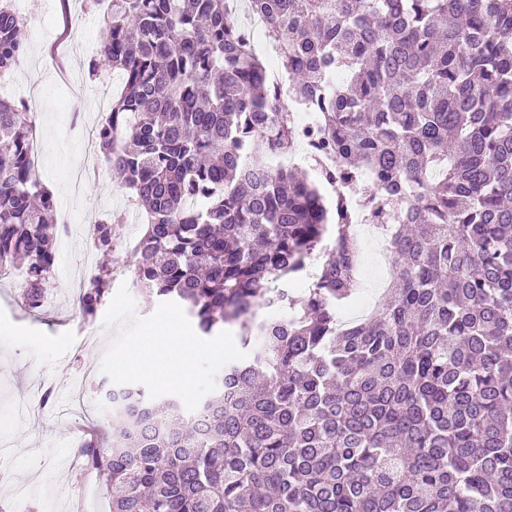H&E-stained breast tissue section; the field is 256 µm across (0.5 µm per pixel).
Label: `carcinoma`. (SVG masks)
I'll list each match as a JSON object with an SVG mask.
<instances>
[{"label":"carcinoma","mask_w":512,"mask_h":512,"mask_svg":"<svg viewBox=\"0 0 512 512\" xmlns=\"http://www.w3.org/2000/svg\"><path fill=\"white\" fill-rule=\"evenodd\" d=\"M105 8L92 80L122 89L100 160L145 208L139 290L239 358L185 409L103 379L112 436L84 442L112 512H512V0H247L288 75L280 93L227 0H85ZM29 18L0 0V75ZM315 110L317 178L268 160ZM35 115L0 98V271L39 308L55 201L34 172ZM370 169L391 282L340 326L360 245L350 198L322 182ZM112 213L97 250L113 251ZM317 251L306 293L293 279ZM101 266L76 300L109 294Z\"/></svg>","instance_id":"obj_1"}]
</instances>
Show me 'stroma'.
<instances>
[{"label":"stroma","mask_w":512,"mask_h":512,"mask_svg":"<svg viewBox=\"0 0 512 512\" xmlns=\"http://www.w3.org/2000/svg\"><path fill=\"white\" fill-rule=\"evenodd\" d=\"M104 17L86 12L83 0H47L39 16L23 30L26 50L10 76L5 96L26 99L36 114V137L41 144L42 182L58 186L56 210L68 221L82 226L106 211H121L127 205L124 191L112 180L109 168L86 182L73 194L71 177L82 160V128L102 116L97 84L86 73V62L95 53ZM139 224L113 228L112 282L110 294L93 323L74 314L73 296L82 274L85 250L81 235L57 242L53 274L48 290L51 304L38 310L22 303L21 283L0 281V435L11 443L10 463L0 469V502L9 512H109V495L101 476L94 471L78 477L76 470L60 467L61 459L74 452L83 422L64 414V386L86 366L98 377L135 386L158 397H176L191 406L206 393L213 378L224 368L218 346L237 349L233 330L211 338H197L186 362L194 373L191 391L176 383L153 384L128 372L122 358L141 349L145 337L164 332L167 317H175L183 328L191 321L174 304L147 300L126 282L135 258L127 254L130 236L139 235ZM361 241V267L356 283L360 307L338 313L340 321L366 318L386 294L390 269L383 258L371 255L375 229L357 230ZM88 350L79 351L83 338ZM52 386L50 402L39 420L18 423L13 409L22 402L40 401L39 383ZM33 487L32 496L16 500L18 485Z\"/></svg>","instance_id":"1"}]
</instances>
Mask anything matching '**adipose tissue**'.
Returning <instances> with one entry per match:
<instances>
[{
	"label": "adipose tissue",
	"instance_id": "ef3b65f1",
	"mask_svg": "<svg viewBox=\"0 0 512 512\" xmlns=\"http://www.w3.org/2000/svg\"><path fill=\"white\" fill-rule=\"evenodd\" d=\"M194 344L192 335L171 320L166 335L148 337L143 352L126 355L125 363L131 373L143 379L154 382L164 378L188 390L193 386V375L184 358Z\"/></svg>",
	"mask_w": 512,
	"mask_h": 512
}]
</instances>
